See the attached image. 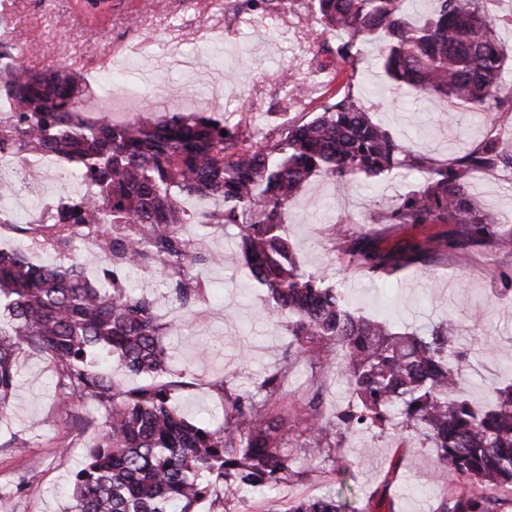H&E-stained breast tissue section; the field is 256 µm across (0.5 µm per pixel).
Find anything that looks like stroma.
Instances as JSON below:
<instances>
[{
	"label": "stroma",
	"mask_w": 512,
	"mask_h": 512,
	"mask_svg": "<svg viewBox=\"0 0 512 512\" xmlns=\"http://www.w3.org/2000/svg\"><path fill=\"white\" fill-rule=\"evenodd\" d=\"M242 0H112L110 11L87 16L84 0H0L1 32L25 67L41 70L67 58L91 92L84 113L97 118L111 112L115 124L142 117L150 121L173 112H207L253 129L279 131L289 121L310 119L321 104L343 87L371 98L376 115L393 135L414 151L445 160L462 152L470 129L501 130L512 141V124L500 126L493 113H459L449 123L445 105L412 92H397L380 66L381 42L361 44L354 63H342L336 75L318 68L323 46H336L338 33L323 30L314 19L315 0H287L273 10H241ZM292 75L294 86L280 84ZM411 174L373 189L364 185L336 189L317 180L288 205L285 231L300 266L345 282L370 315L390 313L410 325L458 322L460 342L472 363L463 388L471 399L486 401L491 389L512 370V298L495 291L493 272L512 274V252L482 247L454 264L417 263L381 286L365 272L339 262L331 235L345 219L374 231V218L399 195L418 186ZM26 190L5 198L14 223L0 224V248L25 249L30 241L19 224L47 207L76 197L79 184L62 167L27 179ZM483 206L495 211L503 231L512 230V168L472 178ZM448 224H401L377 234L376 244L389 250L405 243H434L446 238ZM180 234L194 244V268L203 290L194 306L178 311L163 300L167 271L153 264L132 272L137 293L157 300L166 316H180L178 331L165 344L172 379L187 381L175 406L191 418L218 427L224 402L212 383L233 377L240 390L253 389L275 371L285 373L272 406L284 418L301 417L313 390H320L325 416L334 419L346 407L344 379L312 367L302 358H286L288 329L268 319L263 291L249 285L237 247L235 225L184 224ZM18 406L0 420V512H65L73 472L94 433L86 424L98 418L90 403L63 399L50 358L21 361ZM23 443V451L7 441ZM331 459L317 464L309 477L263 496L236 501L234 512H274L280 498L327 492L337 467L352 463L358 498L386 489L394 512H435L446 495L432 472L436 456L419 439L385 428L339 435Z\"/></svg>",
	"instance_id": "stroma-1"
}]
</instances>
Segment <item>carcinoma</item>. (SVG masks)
<instances>
[{"label":"carcinoma","instance_id":"obj_1","mask_svg":"<svg viewBox=\"0 0 512 512\" xmlns=\"http://www.w3.org/2000/svg\"><path fill=\"white\" fill-rule=\"evenodd\" d=\"M422 18L412 0H316L326 31L345 35L333 53L348 63L353 50L378 35L381 64L397 85L469 112H496L509 120L512 92L503 93L506 56L492 24L498 0H431ZM76 71L59 63L33 71L17 63L0 68V97L16 104L0 116V165L52 157L70 165L84 185L76 198L43 210L28 228L31 245L59 256L92 237L112 254V287L91 283L79 265L62 259L37 264L20 250L0 249V417L14 407L24 358L52 355L64 395L95 403L103 420L97 440L73 473L68 512H232L229 498L276 491L307 472L298 452L324 460L342 430L391 425L419 437L437 456L436 478L448 487L436 512H507L512 507V383L473 402L460 388L468 349L455 323L396 330L362 313L344 286L301 269L283 233L288 203L315 175L345 188L368 180L390 182L416 171L425 180L379 214L377 224H453L455 234L434 248L413 245L402 254L367 246L369 236L336 231V253L372 276H390L435 256L463 258L493 241L500 218L469 189L476 173L512 168V152L498 135L475 133L448 161L418 153L400 140L363 99L347 89L327 99L306 122L257 137L237 123L204 114H173L156 124L114 125L81 115ZM227 135H222V131ZM189 198L211 209L191 215ZM234 224L253 282L265 291L269 318L288 315V347L324 370L338 368L351 403L330 422L320 396L306 405L305 436L294 448L285 419L272 412L281 372L256 392L214 384L224 401V426L213 428L173 404L187 386L167 377L164 339L175 322L157 303L123 287L118 272L154 261L170 268L166 293L179 308L199 301L190 273L191 243L179 234L190 218ZM141 377L126 386L103 362ZM334 487L318 497L290 498L275 512H382L386 494L357 506L355 472L335 470ZM228 491L220 499L214 486Z\"/></svg>","mask_w":512,"mask_h":512}]
</instances>
